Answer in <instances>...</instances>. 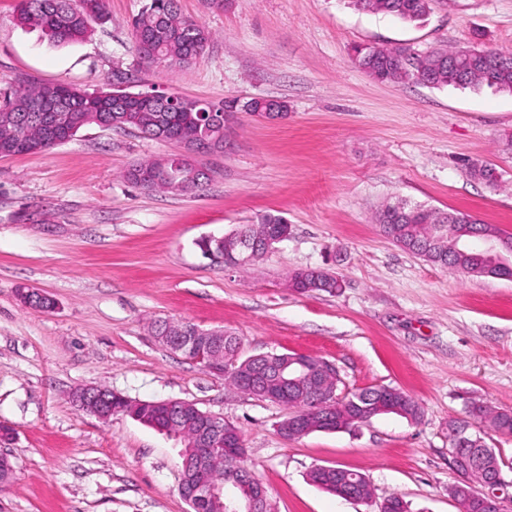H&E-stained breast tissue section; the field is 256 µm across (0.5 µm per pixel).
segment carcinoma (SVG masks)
<instances>
[{"label":"carcinoma","instance_id":"carcinoma-1","mask_svg":"<svg viewBox=\"0 0 512 512\" xmlns=\"http://www.w3.org/2000/svg\"><path fill=\"white\" fill-rule=\"evenodd\" d=\"M108 0H17L19 21L38 27L58 44L84 39L90 24L95 20L108 19ZM355 6L377 13L392 15L407 23H421L430 12L426 0H353ZM134 49L139 64L155 66L175 63L188 66L207 51L211 32L200 21L183 16L178 0H146L141 11L131 22ZM355 63L380 80H394L400 72L409 70L408 78L432 86H459L479 90L493 88L512 94V53L497 51L501 64L489 68L471 64L458 76L448 70L454 50L444 49L430 54H419L408 46L375 49L371 46L355 48ZM58 96L68 115L66 127L49 130L38 112L31 111L33 103L44 97ZM203 108L219 112L234 105L199 104L197 100L179 99L174 107L159 98L153 102H131L120 108L112 107V90L81 92L67 84L52 86L26 85L12 91L0 104V155L26 154L36 149L46 152L70 141L81 129L96 125L110 129H135L144 137L157 140L165 136L167 141L197 134L193 122L195 112ZM469 174L488 185L497 183L495 168L487 164L467 163ZM458 222L448 223V214L422 205H411L400 200L387 203L377 212L376 222L384 236L401 249L423 260L456 270L461 268L470 277L512 278V267H492L486 264L484 254L470 251L454 256L456 233L467 228L477 237L496 240L499 249L512 253V233L499 230L491 224H483L473 216L459 212ZM287 220L276 213L267 212L252 224H243L237 231L246 238L261 243L280 230ZM292 288L301 294L314 291L333 293L341 288L338 279L323 271L295 270L289 277ZM309 380L300 379L288 387L281 396L282 404L295 413H304L311 431H336L351 429L357 424L381 414H396L411 421L422 415L420 404L400 388H391L386 399H380L375 389L367 388L345 395L323 397L317 401L307 395ZM112 407L128 413L140 422L151 426L166 427L163 412L153 401L132 402L121 394L112 395ZM479 423L507 435H512V412L500 411L493 406L474 403L469 407L468 419L451 420L448 428L469 431L471 423ZM485 447L478 435H471L461 445V455L467 462L471 476L479 480L489 476V468L499 466L497 455L481 457L473 449ZM223 461L205 470L214 483L236 485V495L243 498L252 490L251 472L234 448L224 449ZM308 479L318 488L343 497L354 491L362 499L371 497L367 478L353 470L309 471Z\"/></svg>","mask_w":512,"mask_h":512}]
</instances>
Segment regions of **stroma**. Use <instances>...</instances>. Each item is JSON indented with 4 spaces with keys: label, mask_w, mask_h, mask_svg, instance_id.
I'll return each instance as SVG.
<instances>
[{
    "label": "stroma",
    "mask_w": 512,
    "mask_h": 512,
    "mask_svg": "<svg viewBox=\"0 0 512 512\" xmlns=\"http://www.w3.org/2000/svg\"><path fill=\"white\" fill-rule=\"evenodd\" d=\"M144 3L109 0V21L56 44L18 22L16 0H0V94L26 84L90 91L126 72L133 91L272 99L288 116L237 113L227 149L198 156L210 180L194 194L125 179L133 162L175 150L133 130L91 126L48 152L0 157V424L15 430L6 450L16 468L0 512H190L181 440L80 411L71 394L90 384L132 401H189L238 426L273 512H377L393 495L411 512H462L448 494L460 478L448 422L474 402L512 411V279L464 276L403 251L375 213L404 200L512 233V94L381 82L352 55L359 45L512 51V0H434L420 25L353 0H179L212 33L186 69L138 66L131 21ZM467 158L492 164L498 185L472 178ZM269 211L291 234L262 260L227 267L199 249ZM306 268L334 272L341 289L289 288V273ZM23 286L54 308L25 306ZM157 320L233 333L245 358L329 361L344 391L399 387L422 416L285 439L286 406L163 346ZM317 465L365 475L370 501L310 484Z\"/></svg>",
    "instance_id": "1"
}]
</instances>
